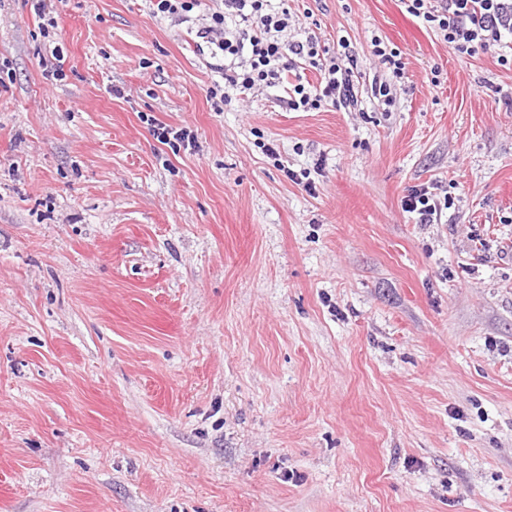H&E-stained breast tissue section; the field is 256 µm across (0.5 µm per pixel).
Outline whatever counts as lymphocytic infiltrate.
<instances>
[{
  "mask_svg": "<svg viewBox=\"0 0 512 512\" xmlns=\"http://www.w3.org/2000/svg\"><path fill=\"white\" fill-rule=\"evenodd\" d=\"M408 10L437 29L449 45L466 52L490 50L505 35H512V0H409ZM232 18L241 19L244 29L229 28ZM290 20L288 10L271 11L268 0H216L209 25L200 28L198 35L222 56L216 70L225 83L243 92L279 83L289 63L313 64L319 59L315 37L283 39ZM352 76V69L330 63L315 92L301 84L294 86L289 109L308 111L327 100L347 103Z\"/></svg>",
  "mask_w": 512,
  "mask_h": 512,
  "instance_id": "lymphocytic-infiltrate-1",
  "label": "lymphocytic infiltrate"
}]
</instances>
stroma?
Returning <instances> with one entry per match:
<instances>
[{"instance_id":"35a3bbf8","label":"stroma","mask_w":512,"mask_h":512,"mask_svg":"<svg viewBox=\"0 0 512 512\" xmlns=\"http://www.w3.org/2000/svg\"><path fill=\"white\" fill-rule=\"evenodd\" d=\"M211 5L0 0V512H512V46L288 0L355 104L219 111ZM153 13L188 22L196 9L201 6V0H150ZM371 42L373 43L374 55L380 57L384 63H388L393 68L392 73L394 77L402 78L404 66L401 59L398 58L400 54L394 51V48L388 50V46L381 39L373 38ZM153 136L160 142L161 144H169L171 142L170 135L173 134V139L181 142L184 149L193 150L196 148L195 138L190 131L186 129H180L178 131H173L172 128H168L164 125H153ZM403 206L408 212H416L419 223L434 224L441 209L437 202L430 198L425 190L414 191L403 200Z\"/></svg>"}]
</instances>
